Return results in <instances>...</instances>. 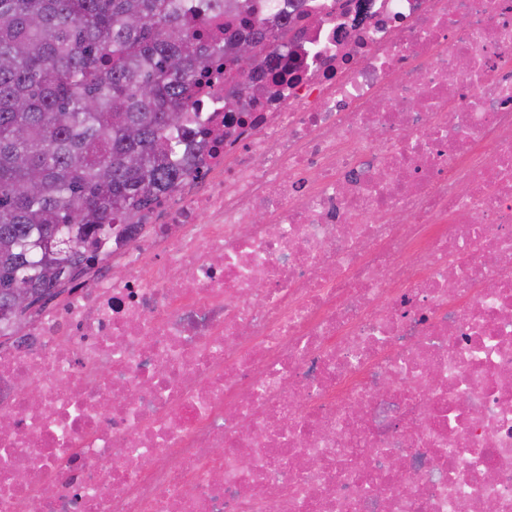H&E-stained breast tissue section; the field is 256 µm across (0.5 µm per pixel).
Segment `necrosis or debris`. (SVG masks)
Returning <instances> with one entry per match:
<instances>
[{
    "mask_svg": "<svg viewBox=\"0 0 512 512\" xmlns=\"http://www.w3.org/2000/svg\"><path fill=\"white\" fill-rule=\"evenodd\" d=\"M256 15L279 78L215 66L183 184L0 347V512H512V0Z\"/></svg>",
    "mask_w": 512,
    "mask_h": 512,
    "instance_id": "4bbe7bcc",
    "label": "necrosis or debris"
}]
</instances>
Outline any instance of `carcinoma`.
<instances>
[{"mask_svg":"<svg viewBox=\"0 0 512 512\" xmlns=\"http://www.w3.org/2000/svg\"><path fill=\"white\" fill-rule=\"evenodd\" d=\"M253 0H222L245 29ZM188 0H0V320L11 289L42 311L99 258L89 238L184 176L180 134L219 57L253 61Z\"/></svg>","mask_w":512,"mask_h":512,"instance_id":"1","label":"carcinoma"}]
</instances>
